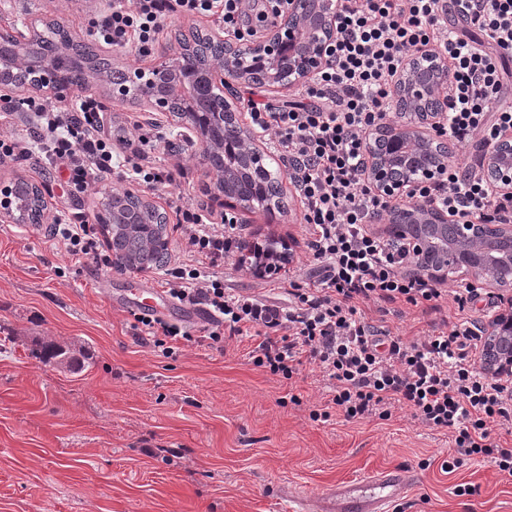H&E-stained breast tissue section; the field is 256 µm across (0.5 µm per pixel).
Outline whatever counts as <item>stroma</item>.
Instances as JSON below:
<instances>
[{
    "label": "stroma",
    "mask_w": 512,
    "mask_h": 512,
    "mask_svg": "<svg viewBox=\"0 0 512 512\" xmlns=\"http://www.w3.org/2000/svg\"><path fill=\"white\" fill-rule=\"evenodd\" d=\"M111 7L112 0H14L7 18L40 29L52 20L94 45L88 20ZM137 116L157 124L161 161L181 159L180 186L152 189L112 176L74 197L55 169L29 159L0 166L1 185L22 176L50 188L44 223L0 221V512H290L293 493L317 497L401 466L419 482L394 512H512V479L478 458L442 470L451 436L409 407L384 421H315L311 410L330 397L316 365L287 381L234 344L221 354L189 344L168 357L134 340L133 313L160 288L161 271L75 262L52 240V224L78 210L95 217L107 194L123 190L150 200L173 225L169 203L182 191L209 222L228 211L192 126L143 110ZM285 204L284 212L260 210L235 225L234 236L281 239L293 254L271 276L238 260L226 265L224 282L237 293L267 295L310 269L293 185ZM34 336L81 346L88 358L74 369L42 363ZM464 484L473 494L458 495Z\"/></svg>",
    "instance_id": "stroma-1"
}]
</instances>
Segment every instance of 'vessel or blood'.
I'll return each mask as SVG.
<instances>
[{
  "label": "vessel or blood",
  "mask_w": 512,
  "mask_h": 512,
  "mask_svg": "<svg viewBox=\"0 0 512 512\" xmlns=\"http://www.w3.org/2000/svg\"><path fill=\"white\" fill-rule=\"evenodd\" d=\"M417 479L407 467L383 470L336 485L316 498L298 496L295 512H392L400 494Z\"/></svg>",
  "instance_id": "vessel-or-blood-1"
}]
</instances>
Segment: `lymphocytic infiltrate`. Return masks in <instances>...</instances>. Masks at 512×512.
<instances>
[{"instance_id":"f902f5d3","label":"lymphocytic infiltrate","mask_w":512,"mask_h":512,"mask_svg":"<svg viewBox=\"0 0 512 512\" xmlns=\"http://www.w3.org/2000/svg\"><path fill=\"white\" fill-rule=\"evenodd\" d=\"M248 0H112L109 12L90 21L105 43L149 56L167 21L209 18L225 35L245 29ZM460 18L462 32L449 30ZM337 39L328 66L275 106L249 98L246 115L258 131H273L275 150L300 198L314 257L311 270L289 280L279 298L243 296L224 285V265L243 241L205 223L193 205L176 206L186 259L165 270L173 300L202 313L199 336L162 317L136 316L140 343L171 355L177 344L223 351L231 340L250 339L248 357L271 375L293 379L316 363L332 391L312 420L331 414L345 421L386 420L395 406L414 409L425 425L448 431L454 443L451 471L475 458L512 477V385L490 375L477 358L482 322L474 318L475 285L450 291L415 271L407 256L372 225L393 203L363 177L368 134L386 121L392 82L403 61L432 49L448 62V121L443 131L469 163L450 159L445 171L418 186L413 202L463 212L480 224H511L512 197L493 194L483 174L486 150L512 131V105L503 99L512 82V0H342ZM37 124L27 139H0V165L18 158L64 169L74 190L85 193L115 170L130 167L150 187L171 186L180 162L158 164L156 126L127 121L135 132L130 153L116 152L101 133L104 104L77 108L52 99L27 98ZM53 240L75 260L111 267L112 257L84 217L56 222ZM455 307L460 318L444 314ZM416 309L429 330L412 340L392 333L389 314Z\"/></svg>"}]
</instances>
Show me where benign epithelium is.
<instances>
[{
    "instance_id": "7a95c632",
    "label": "benign epithelium",
    "mask_w": 512,
    "mask_h": 512,
    "mask_svg": "<svg viewBox=\"0 0 512 512\" xmlns=\"http://www.w3.org/2000/svg\"><path fill=\"white\" fill-rule=\"evenodd\" d=\"M340 0H288L279 26L260 40H231L224 33L207 31L224 44L218 61L193 55L194 40L159 54L158 62L145 70L112 65L109 76L92 73L89 81L112 97L135 98L150 112L182 123L174 113L172 96L203 92L201 110L224 127V139L238 142L249 158V169H266L263 142L236 112L224 87L232 79L240 84L258 83L271 90L303 84L329 62L336 42V14ZM36 39L34 26L5 30L0 27V104L17 107L18 88L53 99L74 92V85L61 80L54 68L44 63L26 66V51ZM448 61L427 50L407 58L390 99L397 114L382 123L366 144V179L386 198H405L418 185L436 176L448 164V138L437 135L447 121L446 89ZM491 191L512 193V133L508 132L488 150L484 159ZM21 205L12 185L0 187V219L21 222ZM386 229L398 227L395 239L403 245L413 267L435 280L448 274L447 259L435 255L432 245L446 242L453 269L472 273L486 288L500 290L506 312L495 314L483 324L480 361L491 374L512 372V280L499 275L501 258L494 242L512 238V224H471L435 206L409 204L384 214Z\"/></svg>"
}]
</instances>
